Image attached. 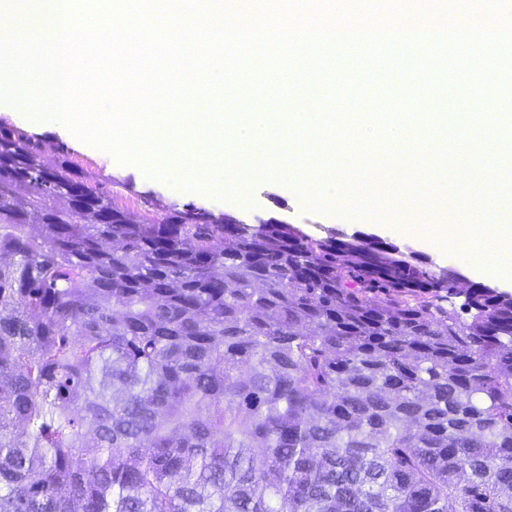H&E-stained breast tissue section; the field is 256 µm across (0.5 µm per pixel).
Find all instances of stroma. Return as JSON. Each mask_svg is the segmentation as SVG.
<instances>
[{"label":"stroma","instance_id":"35a3bbf8","mask_svg":"<svg viewBox=\"0 0 512 512\" xmlns=\"http://www.w3.org/2000/svg\"><path fill=\"white\" fill-rule=\"evenodd\" d=\"M387 83L397 91H410L409 107H416L420 99H427L433 112L466 113L474 109L471 83H458L445 90L438 76L418 75L413 81H404L400 75H377L367 90L375 92ZM0 128L23 133L42 147V161L50 168L68 165L80 178L102 187L110 193L119 207L150 219L167 214L172 208L191 204L214 214H230L242 220L253 216L273 217L290 224L298 231L314 238L334 236L341 238L356 233L379 239L414 253L421 266L429 273L450 269L460 274L463 281L483 284L512 294V283L496 278L484 268L472 264L455 249L425 238H410L400 226H381L374 218H360L350 214L322 212L305 203L296 186L281 181L257 186L247 201L223 199L217 195L196 194L189 189H176L170 181L145 176L127 167L110 162L97 153L95 147L77 145L60 139L55 133L29 126L18 114L0 112Z\"/></svg>","mask_w":512,"mask_h":512}]
</instances>
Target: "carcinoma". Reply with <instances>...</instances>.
<instances>
[{"label": "carcinoma", "mask_w": 512, "mask_h": 512, "mask_svg": "<svg viewBox=\"0 0 512 512\" xmlns=\"http://www.w3.org/2000/svg\"><path fill=\"white\" fill-rule=\"evenodd\" d=\"M0 512H512V296L1 128Z\"/></svg>", "instance_id": "cac0c4a2"}]
</instances>
